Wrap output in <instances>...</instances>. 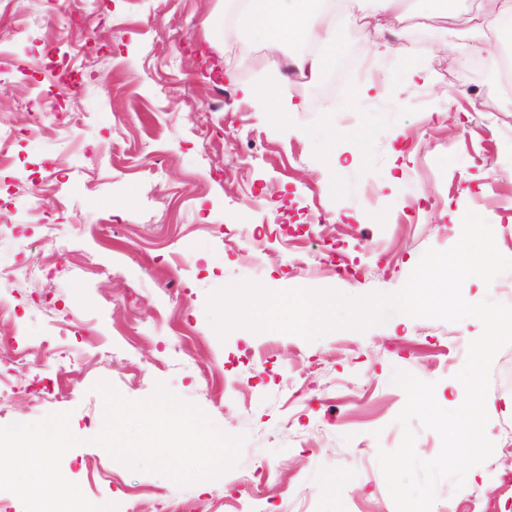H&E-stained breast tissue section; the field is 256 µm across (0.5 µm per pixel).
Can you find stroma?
<instances>
[{
    "mask_svg": "<svg viewBox=\"0 0 512 512\" xmlns=\"http://www.w3.org/2000/svg\"><path fill=\"white\" fill-rule=\"evenodd\" d=\"M232 7L12 0L0 13V128L51 105L0 167V339L19 327L50 342L27 365L0 357V426L69 412L80 443L61 471L100 505L238 512L263 498L272 512H396L377 459L403 435L394 372L434 383L455 409L480 321L399 314L312 342L243 327L222 338L208 299L241 280L396 292L426 249L458 241L469 211L512 258V87L474 68L483 42L426 0L405 7L404 47L431 81L406 79L398 54L377 53L391 34L364 26V0H351L336 37L356 49L317 96L274 71L260 43L226 35ZM61 65L84 73L78 92L55 77ZM268 83L298 106L288 126L270 120L274 100L243 96ZM361 85L370 97L352 101ZM100 381L134 400L164 384L244 436L239 464L186 487L130 470L91 442ZM486 411L492 456L462 488L440 482L431 512H512V345L493 360Z\"/></svg>",
    "mask_w": 512,
    "mask_h": 512,
    "instance_id": "stroma-1",
    "label": "stroma"
}]
</instances>
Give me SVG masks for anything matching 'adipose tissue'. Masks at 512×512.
I'll return each instance as SVG.
<instances>
[{
	"label": "adipose tissue",
	"mask_w": 512,
	"mask_h": 512,
	"mask_svg": "<svg viewBox=\"0 0 512 512\" xmlns=\"http://www.w3.org/2000/svg\"><path fill=\"white\" fill-rule=\"evenodd\" d=\"M328 12L334 14L336 24L344 22V15L336 13L333 0H242L239 23L249 38L258 39L275 58L290 45L316 39L323 46L321 53H301L293 59L302 74L316 79L336 57L334 26L322 24ZM467 22L479 36L512 32V0H489Z\"/></svg>",
	"instance_id": "ef3b65f1"
}]
</instances>
